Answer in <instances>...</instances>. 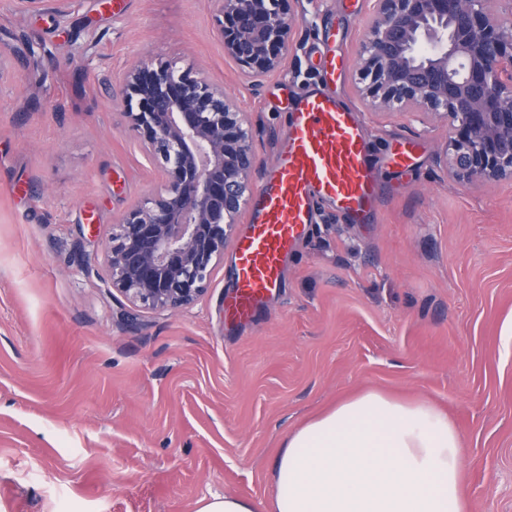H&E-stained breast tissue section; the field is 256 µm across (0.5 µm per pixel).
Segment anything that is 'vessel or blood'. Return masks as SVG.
Listing matches in <instances>:
<instances>
[{"label":"vessel or blood","instance_id":"1","mask_svg":"<svg viewBox=\"0 0 512 512\" xmlns=\"http://www.w3.org/2000/svg\"><path fill=\"white\" fill-rule=\"evenodd\" d=\"M368 156L364 124L353 107L320 90L293 101L288 135L236 244L226 321H249L257 305L281 288L284 261L311 224L317 202H332L358 223L376 212L381 196Z\"/></svg>","mask_w":512,"mask_h":512}]
</instances>
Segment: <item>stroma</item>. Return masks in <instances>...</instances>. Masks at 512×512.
<instances>
[{
  "instance_id": "obj_1",
  "label": "stroma",
  "mask_w": 512,
  "mask_h": 512,
  "mask_svg": "<svg viewBox=\"0 0 512 512\" xmlns=\"http://www.w3.org/2000/svg\"><path fill=\"white\" fill-rule=\"evenodd\" d=\"M0 0V512H269L289 433L376 390L424 401L462 438L469 512H512V182L448 172L446 126L357 108L383 191L366 223L320 203L282 287L224 321L226 248L202 300L146 312L96 271L113 224L162 177L114 93L133 64L203 73L249 113L262 181L288 104L356 60L369 0H303L284 70L251 89L211 0ZM92 272H85V265ZM199 504L197 512H254L250 501L230 495L202 498Z\"/></svg>"
}]
</instances>
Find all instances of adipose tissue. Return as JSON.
I'll return each mask as SVG.
<instances>
[{"label": "adipose tissue", "mask_w": 512, "mask_h": 512, "mask_svg": "<svg viewBox=\"0 0 512 512\" xmlns=\"http://www.w3.org/2000/svg\"><path fill=\"white\" fill-rule=\"evenodd\" d=\"M463 467L446 416L367 391L289 434L271 512H469Z\"/></svg>", "instance_id": "1"}]
</instances>
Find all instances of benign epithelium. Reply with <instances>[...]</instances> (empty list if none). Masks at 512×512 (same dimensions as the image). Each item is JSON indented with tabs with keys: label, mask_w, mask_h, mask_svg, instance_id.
Masks as SVG:
<instances>
[{
	"label": "benign epithelium",
	"mask_w": 512,
	"mask_h": 512,
	"mask_svg": "<svg viewBox=\"0 0 512 512\" xmlns=\"http://www.w3.org/2000/svg\"><path fill=\"white\" fill-rule=\"evenodd\" d=\"M224 51L251 87L278 73L300 16L285 0H212ZM355 90L374 111L448 125L445 162L465 184L512 180V0H371ZM123 116L161 169L162 188L112 225L105 274L147 311L206 292L256 172L249 113L170 62L130 67Z\"/></svg>",
	"instance_id": "1"
}]
</instances>
